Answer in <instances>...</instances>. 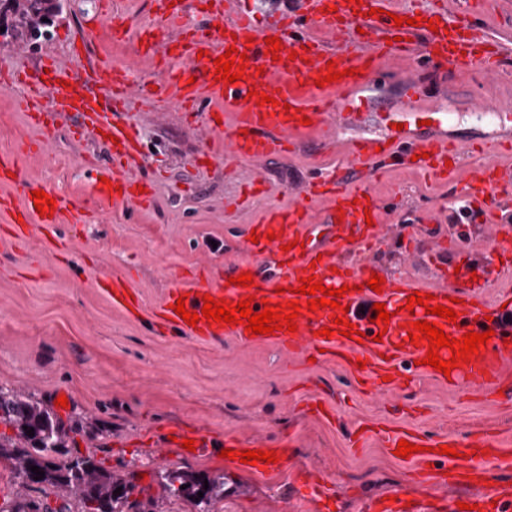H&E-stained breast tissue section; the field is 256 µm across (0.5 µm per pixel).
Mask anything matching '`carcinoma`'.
<instances>
[{
	"mask_svg": "<svg viewBox=\"0 0 512 512\" xmlns=\"http://www.w3.org/2000/svg\"><path fill=\"white\" fill-rule=\"evenodd\" d=\"M13 16L11 31L16 37L41 36L61 8L60 0H0ZM0 422L12 427L13 437L0 435V461L11 467L17 485V499L9 512H39L23 497L31 486L47 484L64 490L80 505V512H116L114 504L128 499L132 485L104 469L94 457L68 454L67 439L74 426H66L49 407L18 391L0 390ZM34 429V435L28 429ZM37 466L44 477L36 479L30 467ZM165 490L196 506L197 512H212L213 504L224 498V482L190 471H172L162 476ZM121 493L114 494L116 489ZM203 497H198V493Z\"/></svg>",
	"mask_w": 512,
	"mask_h": 512,
	"instance_id": "1",
	"label": "carcinoma"
}]
</instances>
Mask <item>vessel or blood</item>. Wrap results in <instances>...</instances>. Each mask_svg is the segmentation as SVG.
<instances>
[{"label": "vessel or blood", "instance_id": "1", "mask_svg": "<svg viewBox=\"0 0 512 512\" xmlns=\"http://www.w3.org/2000/svg\"><path fill=\"white\" fill-rule=\"evenodd\" d=\"M209 12L222 25L214 37L183 26L186 7L176 0L160 17V25L172 32L158 40L152 30L138 29L129 51V64L116 66L98 59L87 74L75 71L69 56L50 55L41 65L8 73L7 81L19 82L32 108L28 120L40 133L39 150H46L58 121L76 120L78 140L104 145L111 171L109 182L97 185V193L113 206L138 211L149 205L155 183H140L135 169L143 156L141 140L132 119L125 113L130 102L142 96L144 84L131 80L132 66L160 55L162 68L155 78L165 100L191 107L197 114L195 131L209 143L223 142L224 154L243 162L241 176L253 182L255 166L267 158L290 153L310 132L319 135L321 153L336 157L328 173L290 184L292 201L265 210L252 227L258 242L241 235L231 261L216 281L176 284L168 288L153 312V331L167 336H189L204 343L231 340L241 344H270L283 355L303 352L317 361H332L353 373L354 386L373 387L387 394L406 390L417 377L442 380V373L424 365L428 341L411 343L408 326L426 320L423 306L407 310L413 292L434 295L436 304L454 306L458 319L436 325L451 337L465 332H491L481 356L452 370L450 384L463 387L497 378L499 369L512 362V298L506 307L489 306L482 296L489 285L512 276V227L502 213L512 208V99L472 97L465 107L448 96L434 101L424 98V86L435 82L449 88L463 71L478 72L485 86L498 85L505 76L502 58L507 45L483 23L471 0H430L428 8L416 10L397 5L396 0H283L280 8L256 18L249 0H212ZM425 17L421 26L409 18ZM403 18L396 26L395 18ZM439 24L430 31L428 21ZM282 42L280 61H273L266 40ZM246 52L248 68L242 80L231 85L215 79L214 61L228 48ZM335 61L345 77L315 86L326 75L328 61ZM357 76H350V69ZM389 80L397 94L391 110H376L377 91ZM271 96V103L256 104L249 91ZM108 97L111 111L99 100ZM219 106L224 119L216 121L212 106ZM466 110L495 129L489 138L497 154L478 147L477 140L457 136L456 114ZM311 126H304V119ZM411 169L448 184L452 196L462 201L482 202L487 216L477 220L461 211L448 213L447 236H423L413 227L399 254L407 263L427 252L439 267L430 282L418 285L392 274L375 263L373 256L393 230L383 218L384 210L399 212L401 223L414 214L407 199L386 203L375 189L386 172ZM0 217L24 236L27 225L62 224L70 219L68 203L56 199L52 216L39 215L31 192L22 201L0 195ZM373 225H366V218ZM477 238L492 250L476 268L453 269L447 264L446 240ZM252 273L253 286L228 285V278ZM384 280L382 292L366 283L372 274ZM315 277L327 287L349 285L341 298L348 306L346 318L356 337L320 336L338 310L301 312L296 332L249 334L244 325L198 322L188 325L174 311L178 298L186 307L201 311L204 295L214 300L238 303L253 297L254 311L265 303L292 300L293 288L306 277ZM114 307L138 318L146 312L142 296L136 295L129 278L115 273L99 283ZM385 304L392 318L389 326L375 322L374 304ZM418 445L409 461L415 467L414 485L389 501L382 496L367 500L364 512H461L460 503L477 505V512H512V484L502 470L512 467V443L489 428L472 430L466 436L453 432L425 435L419 428L404 427L388 432L387 452L399 441ZM457 450V457L441 454L442 446ZM458 488L456 501L432 497L436 487Z\"/></svg>", "mask_w": 512, "mask_h": 512}]
</instances>
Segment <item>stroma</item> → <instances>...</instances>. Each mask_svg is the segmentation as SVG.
Returning <instances> with one entry per match:
<instances>
[{
    "instance_id": "1",
    "label": "stroma",
    "mask_w": 512,
    "mask_h": 512,
    "mask_svg": "<svg viewBox=\"0 0 512 512\" xmlns=\"http://www.w3.org/2000/svg\"><path fill=\"white\" fill-rule=\"evenodd\" d=\"M156 12L157 0H64L50 38L0 37V72L79 50L84 20L97 15L108 20L110 33L95 39L75 66L87 67L96 55L123 63L132 30L153 24ZM18 96L17 88L0 85V144L20 146L23 178L79 201L89 219L55 225L47 233L53 245H44L34 226L23 244L0 250V387L49 406L67 397L68 408L57 411L62 421L99 429L92 442L75 435L71 449L133 483L124 512H195L160 483L162 473L176 470L223 480L214 512H322L297 487L299 474L312 466L337 488L335 512H360L364 497L408 489L414 479L409 465L384 451L383 430L488 427L512 437V397L488 385L454 388L418 379L408 396L422 412L402 415L389 397L353 391L336 365L288 360L272 345L159 336L97 288V280L124 273L150 312L167 288L192 275L200 255L223 271L234 240L261 210L287 204L291 182L333 165V158L318 157L314 137L293 156L262 162L258 171L269 191L254 194L234 167L205 164L209 147L194 131L193 113L172 108L168 124L156 126L148 114L161 100L145 96L131 110L147 149L138 176L156 182L157 193L146 209L122 212L98 197L84 165L101 149L76 142L74 122L59 123L49 154L29 151L39 134L27 126ZM377 188L383 195L408 191L440 215L454 204L439 182L422 184L410 171L382 176ZM316 397L335 421L306 413ZM351 423L373 429L354 451L344 432ZM177 428L202 431L211 447L192 456L165 450ZM228 433L267 448L285 440L291 449L275 471L251 474L220 457Z\"/></svg>"
}]
</instances>
